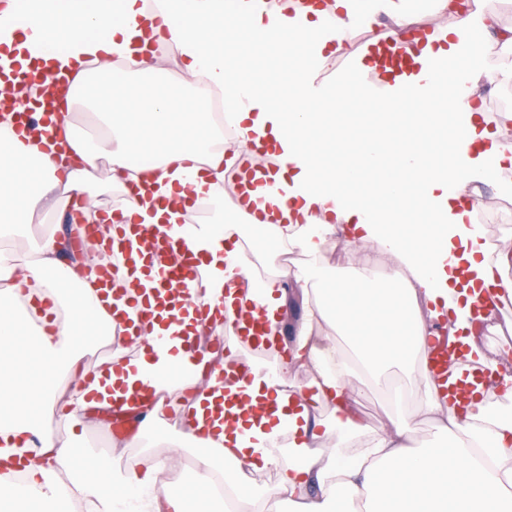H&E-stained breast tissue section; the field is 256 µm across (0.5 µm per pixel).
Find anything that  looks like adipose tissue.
Listing matches in <instances>:
<instances>
[{"mask_svg": "<svg viewBox=\"0 0 512 512\" xmlns=\"http://www.w3.org/2000/svg\"><path fill=\"white\" fill-rule=\"evenodd\" d=\"M447 24L418 29L417 0H6L0 9V90L21 74L22 97L42 120V93L53 78L72 82L55 104L47 139L18 136L12 115L0 119V512H122L124 500L150 492L147 512H189L192 500L214 495L213 474L237 491L239 512H512V325L494 324L483 295L512 301V249L482 242L479 225L460 204L470 183L512 169V147L501 141L511 112L482 107L483 92L498 72L490 57H474L475 41L512 50V25L502 24L486 0L466 9L432 0ZM377 27L354 69L336 73L330 89L311 94L303 66L322 72L362 26ZM246 41L289 43L300 64L289 71L299 103L283 113L244 84L224 56L225 28ZM404 49L417 73L386 69L383 94L360 79L384 44ZM173 52L184 78L172 100L155 83L154 60ZM460 59L459 69H442ZM226 95L224 121L213 127L199 87ZM365 101L382 112L424 117L445 98L455 144L441 162L416 152L399 157L417 177V190L392 191L376 206L351 193L342 176L327 172L313 135L318 106L333 94ZM105 128L93 136L80 128L78 109ZM266 148L276 168L273 186L250 193L263 217L236 204L235 224H213L196 238L203 270L198 301L232 306L236 273L252 263L239 242L242 224L272 233L276 247L321 254L339 225L359 243L376 242L378 256L350 266L348 278L325 267L305 273L320 290L289 351L271 372L250 369L231 384L222 376L238 348L233 326L224 328L227 353L184 354V340L156 346L158 321L136 318L130 296L155 275L143 258L121 264V248L136 224L157 232L181 225L192 233V212L224 196V175L250 147ZM111 165L120 189L113 207L97 214L89 177L99 160ZM85 194L73 204L72 192ZM48 209L55 224L17 263L5 244L25 236L33 213ZM86 223H105L92 245L93 261L63 259L67 210ZM409 225L402 235L400 225ZM388 261L387 280L375 270ZM118 264L115 285L96 287V272ZM271 334L278 313L295 297L275 278L253 287ZM323 320L348 338V352L322 347L312 324ZM107 334L105 364L87 373L78 347ZM448 345V377L434 379L426 350ZM421 378L425 398L413 404L398 391L386 394L385 421L374 426L346 391L343 370L377 378L394 360ZM308 369L298 384L290 375ZM187 425V442L200 448L198 464L181 494L157 493L159 465L129 467L114 480L97 461L55 432L51 410L66 422L92 419L111 430L114 408L132 417L135 433L119 438L137 459L152 436L156 415L145 389ZM331 407L338 436L324 448L322 410ZM426 414L436 447L412 443V419ZM273 470L271 492L256 491L252 474ZM68 482H61L60 473Z\"/></svg>", "mask_w": 512, "mask_h": 512, "instance_id": "obj_1", "label": "adipose tissue"}]
</instances>
